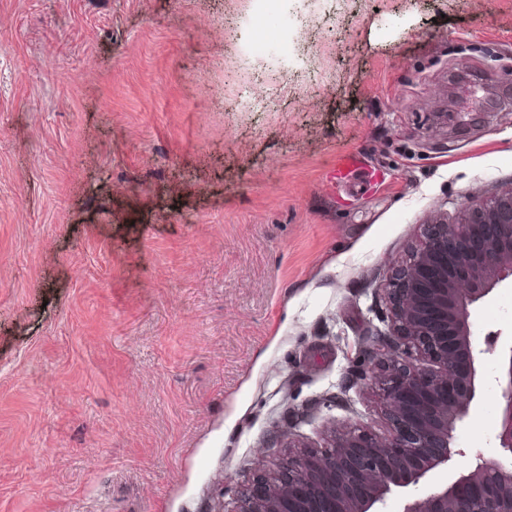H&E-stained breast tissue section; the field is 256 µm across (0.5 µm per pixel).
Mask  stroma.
Masks as SVG:
<instances>
[{"label": "stroma", "mask_w": 512, "mask_h": 512, "mask_svg": "<svg viewBox=\"0 0 512 512\" xmlns=\"http://www.w3.org/2000/svg\"><path fill=\"white\" fill-rule=\"evenodd\" d=\"M510 189L512 0H0V512H233L386 434L392 270ZM500 399L455 442L510 469Z\"/></svg>", "instance_id": "obj_1"}]
</instances>
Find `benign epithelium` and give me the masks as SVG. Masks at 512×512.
<instances>
[{"instance_id":"1","label":"benign epithelium","mask_w":512,"mask_h":512,"mask_svg":"<svg viewBox=\"0 0 512 512\" xmlns=\"http://www.w3.org/2000/svg\"><path fill=\"white\" fill-rule=\"evenodd\" d=\"M512 279V190L438 218L388 285L390 359L375 372L390 431L340 435L237 491L235 512H512V469L477 455L459 469L454 433L482 391V352L496 354L499 447L512 453V345H473L470 307ZM415 350L407 361L399 347Z\"/></svg>"}]
</instances>
